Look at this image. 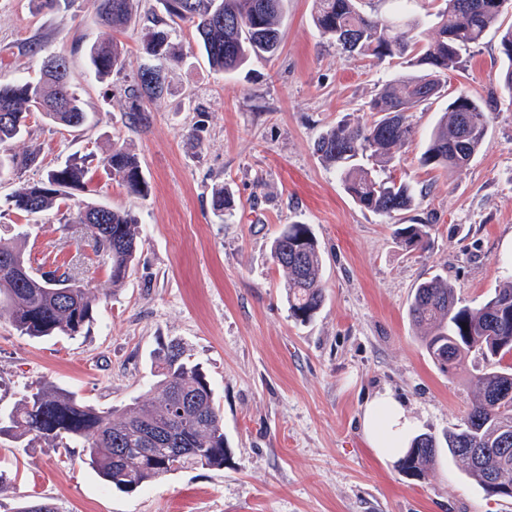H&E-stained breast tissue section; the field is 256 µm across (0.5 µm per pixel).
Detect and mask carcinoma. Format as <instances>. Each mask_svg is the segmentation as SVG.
<instances>
[{
	"instance_id": "obj_1",
	"label": "carcinoma",
	"mask_w": 512,
	"mask_h": 512,
	"mask_svg": "<svg viewBox=\"0 0 512 512\" xmlns=\"http://www.w3.org/2000/svg\"><path fill=\"white\" fill-rule=\"evenodd\" d=\"M285 0H157L171 21L189 24L209 66L231 74L252 59L275 55L280 48L279 23ZM495 0H444L428 20L368 14L362 0H314L313 22L322 37L334 42L349 60L423 66L426 73L407 75L384 84L370 101L371 120L363 125L339 123L315 142L320 160L336 171L345 192L361 208L393 217L418 204L424 192L404 179H380L375 168L386 165L413 136L410 112L443 96L448 74L462 67L460 50L480 42L492 28L501 32L500 53L507 60L504 85L512 90V25L503 26ZM100 20L122 30L132 19L133 0H92ZM146 53L157 64L143 67L130 89L129 120H141L143 105L167 91L164 66L180 56L171 30L158 25L143 37ZM90 63L103 80L125 68L114 41L90 48ZM39 112L56 126L77 129L86 112L68 80L65 58L42 62L35 78L0 84V146L29 133L28 119ZM490 101L466 91L448 100L420 157L424 167L448 179L460 175L478 154L488 135ZM112 176L132 193L144 186L136 158L113 145L103 158ZM39 164L37 153L0 151V175L19 174ZM84 165L72 161L50 169L46 178L29 183L14 195L13 206L28 215L69 200L83 183ZM213 207L232 211L224 188L213 190ZM71 220L87 224L85 242L111 260L112 291L130 277L137 251V226L125 211L93 202L74 203ZM429 224H401L395 230L410 250L424 248ZM271 258L285 276L288 309L306 324L325 302L324 260L309 225H286L270 248ZM22 265L18 275L13 266ZM100 297L67 273L31 266L23 249L0 242V318L23 336L44 338L82 335L94 320ZM421 342L440 371L464 373L473 401L458 424L443 438L418 435L398 461L408 478H425L442 451L472 483L491 496L512 498V279L493 288L476 306L462 303L448 279L439 274L421 282L408 307ZM152 390L121 408L98 409L75 392L50 383L28 395L0 419V437L33 438L54 448H82V460L112 488L131 493L174 472L221 468L227 455L224 423L214 391L202 369L184 357L178 344H163L153 354Z\"/></svg>"
}]
</instances>
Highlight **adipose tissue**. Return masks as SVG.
<instances>
[{
    "instance_id": "ef3b65f1",
    "label": "adipose tissue",
    "mask_w": 512,
    "mask_h": 512,
    "mask_svg": "<svg viewBox=\"0 0 512 512\" xmlns=\"http://www.w3.org/2000/svg\"><path fill=\"white\" fill-rule=\"evenodd\" d=\"M361 426L369 446L391 459L400 458L417 428L404 405L387 392L376 395L365 405Z\"/></svg>"
}]
</instances>
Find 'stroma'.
Wrapping results in <instances>:
<instances>
[{
    "label": "stroma",
    "mask_w": 512,
    "mask_h": 512,
    "mask_svg": "<svg viewBox=\"0 0 512 512\" xmlns=\"http://www.w3.org/2000/svg\"><path fill=\"white\" fill-rule=\"evenodd\" d=\"M313 0H287L282 44L240 72L215 73L196 36L177 26L182 57L167 73L169 91L129 127L128 91L146 63L141 32L163 20L156 0H137L130 26L114 35L91 0H0V83L35 77L49 56L65 57L87 113L62 129L41 115L13 143L42 167L0 176V236L25 233L34 266L84 279L102 297L89 335L35 340L0 320V408L49 382L107 408L144 393L151 354L184 345L203 367L220 404L229 448L223 469H188L140 491H113L83 464L44 442L0 438L12 480L0 512L48 497L59 512H512L440 456L426 479L403 477L370 448L360 419L366 401L391 391L420 423L442 436L471 399L464 375L441 372L408 317L417 285L439 273L460 299L480 303L506 280L512 256V94L501 81L499 36L463 51L448 96H493L487 139L454 180L419 157L443 112L439 99L412 112L414 136L389 170L428 194L389 219L360 208L335 171L315 154L319 134L338 121L366 123L368 105L399 68L351 61L320 36ZM116 37L125 70L97 79L94 43ZM139 159L146 188L134 195L100 164L114 140ZM87 173L77 199L131 212L138 221L135 265L113 290L111 262L83 241L66 205L29 216L12 196L67 161ZM232 194L231 217L216 216L212 191ZM313 229L323 254L326 300L311 323L290 317L285 277L270 245L284 225ZM400 224H429L427 246L402 247Z\"/></svg>",
    "instance_id": "35a3bbf8"
}]
</instances>
